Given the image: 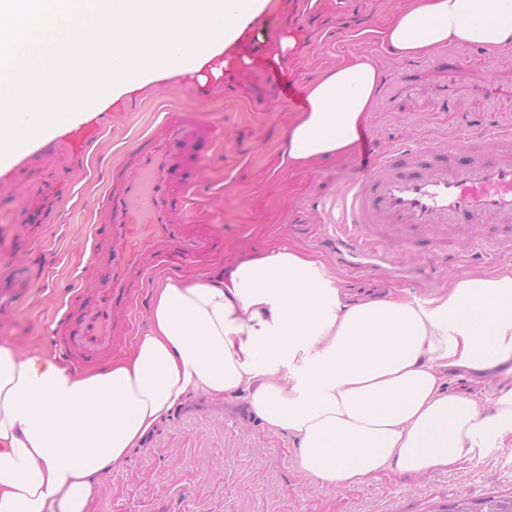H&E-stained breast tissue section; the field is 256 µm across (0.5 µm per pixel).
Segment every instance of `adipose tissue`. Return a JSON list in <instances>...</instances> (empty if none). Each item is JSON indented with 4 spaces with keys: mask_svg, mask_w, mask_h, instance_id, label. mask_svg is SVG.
I'll use <instances>...</instances> for the list:
<instances>
[{
    "mask_svg": "<svg viewBox=\"0 0 512 512\" xmlns=\"http://www.w3.org/2000/svg\"><path fill=\"white\" fill-rule=\"evenodd\" d=\"M402 59L512 49V0H415L387 24ZM381 85L357 54L307 85L280 149L292 168L343 155ZM124 359L82 375L0 341V512H89L101 479L194 393L240 398L296 437L301 473L353 491L461 469L512 445V389L448 390L450 371L512 359V272L453 275L427 297H354L322 262L271 246L225 277L168 280Z\"/></svg>",
    "mask_w": 512,
    "mask_h": 512,
    "instance_id": "ef3b65f1",
    "label": "adipose tissue"
}]
</instances>
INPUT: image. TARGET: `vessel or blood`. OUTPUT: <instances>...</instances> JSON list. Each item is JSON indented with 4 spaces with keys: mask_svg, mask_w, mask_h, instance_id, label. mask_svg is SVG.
<instances>
[{
    "mask_svg": "<svg viewBox=\"0 0 512 512\" xmlns=\"http://www.w3.org/2000/svg\"><path fill=\"white\" fill-rule=\"evenodd\" d=\"M222 131L208 114L169 110L156 132L123 149L111 168L106 201L86 248L94 288L63 307L53 339L58 360L74 370L112 356L128 335L123 319L146 288L145 252L160 267L208 259L222 245L216 225L200 223L192 199L197 169ZM364 178L342 199L337 253L377 269L378 243L424 254L442 251L444 234L498 225L512 238V129L500 128L497 149L484 153L476 134L445 144L366 151Z\"/></svg>",
    "mask_w": 512,
    "mask_h": 512,
    "instance_id": "vessel-or-blood-1",
    "label": "vessel or blood"
}]
</instances>
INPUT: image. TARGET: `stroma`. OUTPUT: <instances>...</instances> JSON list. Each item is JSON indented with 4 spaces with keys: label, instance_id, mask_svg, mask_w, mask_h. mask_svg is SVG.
Returning a JSON list of instances; mask_svg holds the SVG:
<instances>
[{
    "label": "stroma",
    "instance_id": "35a3bbf8",
    "mask_svg": "<svg viewBox=\"0 0 512 512\" xmlns=\"http://www.w3.org/2000/svg\"><path fill=\"white\" fill-rule=\"evenodd\" d=\"M407 0H267L260 24L214 59L201 74L150 76L139 88L104 101L95 112L51 130L45 141L0 161V340L20 348H48L55 316L74 289L92 288L95 270L84 247L104 201L108 170L121 149L156 129L164 109L195 107L224 128V140L201 173L196 201L206 223L223 227L222 253L184 274L216 275L287 244L325 262L353 296L399 291L425 296L448 276L512 270V239L479 224L451 237L441 263L396 248L393 273L357 269L331 241L341 218V195L361 177V152L383 154L397 145L447 142L464 129L496 120L512 123V51L494 55L475 46L419 60L395 56L382 32ZM289 32L294 51L280 58L275 39ZM354 54L371 56L382 72L375 110L363 141L351 152L307 168L283 165L280 145L296 109L284 108V89L268 80L280 63L296 87ZM447 92V107L434 98ZM96 142L77 158L75 130ZM32 209L22 224L14 206ZM452 390L485 398L512 388V373L449 375ZM293 437L269 434L236 399L199 394L178 415L163 416L140 447L102 479L91 512H447L465 499L483 507L512 496V450L491 448L464 469L440 470L413 480L369 481L343 492L319 485L298 470Z\"/></svg>",
    "mask_w": 512,
    "mask_h": 512
}]
</instances>
